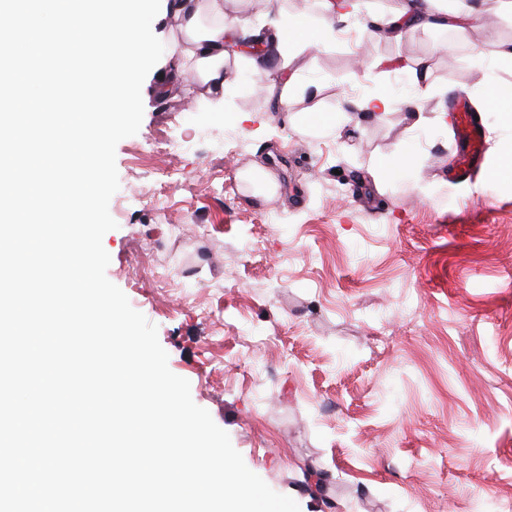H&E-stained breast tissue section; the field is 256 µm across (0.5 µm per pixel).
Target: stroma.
<instances>
[{"instance_id": "obj_1", "label": "stroma", "mask_w": 512, "mask_h": 512, "mask_svg": "<svg viewBox=\"0 0 512 512\" xmlns=\"http://www.w3.org/2000/svg\"><path fill=\"white\" fill-rule=\"evenodd\" d=\"M460 54L442 32L374 37L393 0H359L304 50L281 110L248 58L223 109L158 82L184 66L170 0L138 133L116 147L108 279L156 325L170 370L246 466L301 512H512V186L488 178L512 120L480 113L486 168L449 181L451 93L512 89V16L476 0ZM266 24L320 23V0H224ZM425 62L426 126L406 118ZM389 113L357 120L362 99ZM181 142L178 150L168 141ZM276 184L256 194L245 174Z\"/></svg>"}]
</instances>
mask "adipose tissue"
Segmentation results:
<instances>
[{
    "label": "adipose tissue",
    "instance_id": "1",
    "mask_svg": "<svg viewBox=\"0 0 512 512\" xmlns=\"http://www.w3.org/2000/svg\"><path fill=\"white\" fill-rule=\"evenodd\" d=\"M426 2L397 0L393 8L374 20V33L399 36L409 27L453 29L462 33L479 21L475 8L451 16L428 9ZM170 7L182 21V50L191 58L192 66L189 72L162 79L157 86L158 93H165L172 82L187 80L214 105H223L225 70L231 57L229 48L233 45L260 47V63L255 71L272 85L282 83L296 59L294 51L302 41V21L268 28L249 15L225 12L224 0H172Z\"/></svg>",
    "mask_w": 512,
    "mask_h": 512
}]
</instances>
